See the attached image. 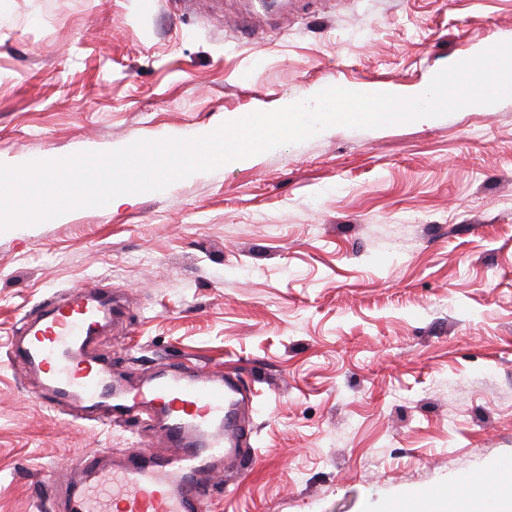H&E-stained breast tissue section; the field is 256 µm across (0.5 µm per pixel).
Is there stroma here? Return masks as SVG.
Returning <instances> with one entry per match:
<instances>
[{
  "label": "stroma",
  "instance_id": "35a3bbf8",
  "mask_svg": "<svg viewBox=\"0 0 512 512\" xmlns=\"http://www.w3.org/2000/svg\"><path fill=\"white\" fill-rule=\"evenodd\" d=\"M512 0H0V160L191 138L331 82L411 90ZM108 291L126 388L238 373L255 458L207 512H428L512 463V98L335 126L253 163L0 233V512H68L77 456L166 447L37 397L11 362L40 306Z\"/></svg>",
  "mask_w": 512,
  "mask_h": 512
}]
</instances>
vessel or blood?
Here are the masks:
<instances>
[{"mask_svg":"<svg viewBox=\"0 0 512 512\" xmlns=\"http://www.w3.org/2000/svg\"><path fill=\"white\" fill-rule=\"evenodd\" d=\"M111 314L104 295L77 289L48 305L11 347L12 359L42 374L47 408L67 401L92 409L108 400L116 416L146 407L160 419L164 454L130 448L115 466L79 460L87 477L67 492L70 512H205L221 460L244 456L235 419L242 390L233 377L199 367L165 370L123 392L109 363L85 351Z\"/></svg>","mask_w":512,"mask_h":512,"instance_id":"vessel-or-blood-1","label":"vessel or blood"}]
</instances>
